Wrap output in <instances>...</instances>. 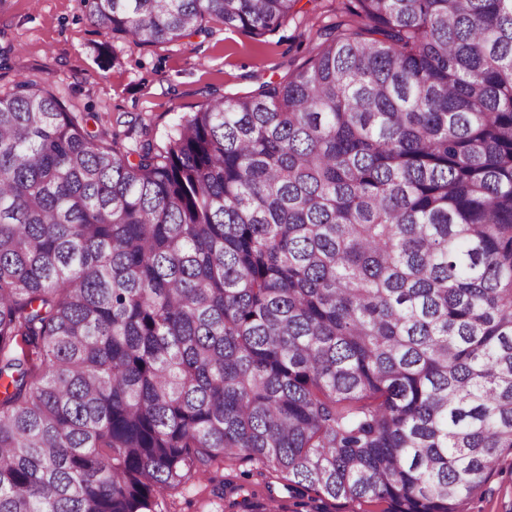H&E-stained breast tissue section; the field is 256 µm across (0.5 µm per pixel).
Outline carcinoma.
I'll use <instances>...</instances> for the list:
<instances>
[{"instance_id": "carcinoma-1", "label": "carcinoma", "mask_w": 512, "mask_h": 512, "mask_svg": "<svg viewBox=\"0 0 512 512\" xmlns=\"http://www.w3.org/2000/svg\"><path fill=\"white\" fill-rule=\"evenodd\" d=\"M298 2L89 6L144 47ZM340 12L161 146L0 95V512H157L226 456L461 512L512 453V0Z\"/></svg>"}]
</instances>
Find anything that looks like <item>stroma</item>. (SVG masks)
<instances>
[{
	"instance_id": "stroma-1",
	"label": "stroma",
	"mask_w": 512,
	"mask_h": 512,
	"mask_svg": "<svg viewBox=\"0 0 512 512\" xmlns=\"http://www.w3.org/2000/svg\"><path fill=\"white\" fill-rule=\"evenodd\" d=\"M287 26L251 36L210 22L204 34L134 47L93 24L87 0H0V93L27 80L46 87L87 129L117 135L121 149L163 143L174 125L211 100L277 81L310 57L319 27L339 21L336 0H299ZM237 484L218 494L216 481ZM254 462L240 460L213 480L190 479L167 503L174 512H248L261 490ZM464 512H512V454H503Z\"/></svg>"
}]
</instances>
